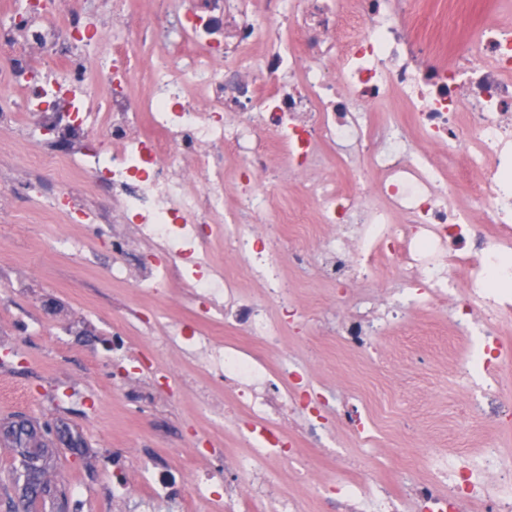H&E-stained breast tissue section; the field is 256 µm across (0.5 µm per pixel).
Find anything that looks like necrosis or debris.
<instances>
[{"label": "necrosis or debris", "instance_id": "1", "mask_svg": "<svg viewBox=\"0 0 512 512\" xmlns=\"http://www.w3.org/2000/svg\"><path fill=\"white\" fill-rule=\"evenodd\" d=\"M151 25L136 19L132 0H110L111 31L87 25L40 26L48 0H16L0 37L28 44L42 58L16 74L24 91L14 123L33 132L66 133L76 147L39 157L55 184L80 185L107 196L131 237L113 240L112 277H128L120 260L132 244L148 248L137 288L168 295L180 284L179 307L190 322H170L153 342L155 356L179 352L185 369L149 374L151 401L170 397L171 378L188 385L194 373L221 377L236 397L224 403L211 387L196 390L200 412L217 426L226 414L246 416V457H225L197 477L196 495L210 512H249L248 493L226 482L252 465L275 470L294 460L282 418L297 422L306 441L321 447L328 433L327 398L308 401L296 388L298 363L282 358L283 330L304 319L283 281L284 261L313 265L302 217L288 249L259 241L252 226L266 203L259 177L269 152L289 171L306 172L333 146L352 174L348 190L328 180L307 191L321 223L358 225L359 240L321 239L319 279L350 289L356 300L334 318L331 337L355 359L396 310L448 298V321L484 355H504L501 323L512 316V27L494 17L454 46L457 59L440 61L436 48L415 39V0H159ZM95 44L97 65L76 50ZM150 57V89L130 91L135 51ZM396 99L409 124L378 122L376 110ZM262 126L270 142L251 141ZM415 128L423 146L406 133ZM456 163L444 170L432 147ZM234 151L238 205L224 210V154ZM384 174L380 185L357 177L361 159ZM233 238L238 264L267 290L259 304L235 278L214 268L209 252ZM392 263L401 274L380 302L371 293L376 268ZM468 270L465 288L456 274ZM231 328L239 341L215 336ZM276 365H269L272 354ZM429 474L404 473L401 488L347 478L353 463L336 460V474L303 482L318 512H512V463L500 441L488 440L476 459L432 455ZM223 483V494L212 492Z\"/></svg>", "mask_w": 512, "mask_h": 512}]
</instances>
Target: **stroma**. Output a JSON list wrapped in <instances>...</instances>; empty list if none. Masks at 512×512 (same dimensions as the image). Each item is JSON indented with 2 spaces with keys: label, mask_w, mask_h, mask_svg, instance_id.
Listing matches in <instances>:
<instances>
[{
  "label": "stroma",
  "mask_w": 512,
  "mask_h": 512,
  "mask_svg": "<svg viewBox=\"0 0 512 512\" xmlns=\"http://www.w3.org/2000/svg\"><path fill=\"white\" fill-rule=\"evenodd\" d=\"M506 11L504 0H419L414 31L444 48L447 30L429 28L427 16L442 21L461 15L467 34L483 14ZM36 150L18 130L0 129V430L24 420L47 432L57 450L52 475L87 490L82 501L68 502L66 512H180L176 502L167 500L134 511L113 502L104 489L119 471L131 500H138L141 464L176 470L182 449L199 438L208 447L238 455L248 447L237 421L210 430L191 388L157 410L141 409L140 374L102 340L122 325L128 304L140 302L172 318L181 311L170 299H145L133 283L113 281L111 220L69 224L53 214L54 197L45 189L43 174L28 165ZM269 167L274 192L262 224L255 227L263 237L274 233L282 214L302 211L316 218L306 184L330 179L341 190L351 184L330 148L324 165L301 179L279 158H271ZM285 272L300 287V306L320 317L306 335L287 336L286 347L302 361L311 384L339 393L336 410L327 414L330 434L347 443L351 459L372 479L391 481L401 467L431 452H475L488 439L512 436V427L491 408L474 412L477 394L456 381L455 359L466 343L448 333L447 303L409 313L407 328L384 330L364 363L369 377L358 383L351 379L347 354L321 333L327 313L348 306L351 295L323 281L309 290L307 274L290 265ZM346 407L365 412L374 441L387 442L383 459L348 442L340 414ZM290 494L301 497L305 512H316L315 499L291 464L269 477L263 512H272L275 502Z\"/></svg>",
  "instance_id": "35a3bbf8"
}]
</instances>
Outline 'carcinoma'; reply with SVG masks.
Listing matches in <instances>:
<instances>
[{"mask_svg": "<svg viewBox=\"0 0 512 512\" xmlns=\"http://www.w3.org/2000/svg\"><path fill=\"white\" fill-rule=\"evenodd\" d=\"M0 440L14 447L18 455V465L9 471L7 482L20 487V494L16 500L8 498L9 512H46L50 505L63 509L67 488L45 478L54 449L34 428L23 423L3 429Z\"/></svg>", "mask_w": 512, "mask_h": 512, "instance_id": "cac0c4a2", "label": "carcinoma"}]
</instances>
